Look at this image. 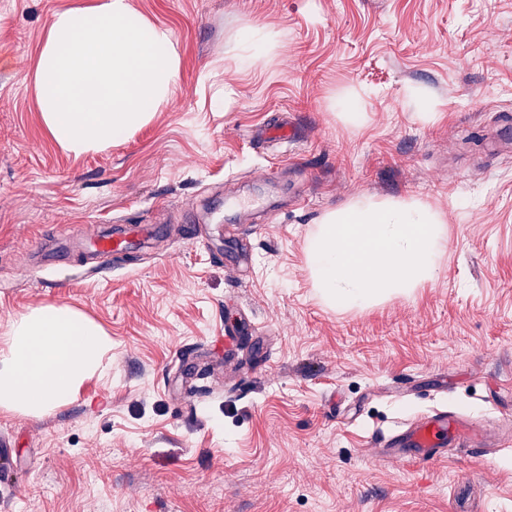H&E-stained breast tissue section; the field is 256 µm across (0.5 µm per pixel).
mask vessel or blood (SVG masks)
<instances>
[{"instance_id":"b4317fda","label":"vessel or blood","mask_w":512,"mask_h":512,"mask_svg":"<svg viewBox=\"0 0 512 512\" xmlns=\"http://www.w3.org/2000/svg\"><path fill=\"white\" fill-rule=\"evenodd\" d=\"M270 139L294 142L292 124L285 121L276 125L268 124L253 130L249 135L250 142L255 145ZM487 437V431L482 425L439 408L397 425L387 434L375 436L371 446L378 449L382 456L426 466L439 461L443 448L449 444L474 450L483 447Z\"/></svg>"}]
</instances>
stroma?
Instances as JSON below:
<instances>
[{"label":"stroma","instance_id":"1","mask_svg":"<svg viewBox=\"0 0 512 512\" xmlns=\"http://www.w3.org/2000/svg\"><path fill=\"white\" fill-rule=\"evenodd\" d=\"M75 2L0 0V340L66 305L112 352L66 403L0 409V512H512V0H131L175 34L179 79L151 123L80 156L33 88ZM249 26L278 45L242 68ZM350 95L355 123L334 106ZM277 113L302 141L251 149ZM408 197L442 215L436 278L326 306L318 218ZM115 224L158 235L101 256L88 239ZM444 405L504 440L425 467L369 456Z\"/></svg>","mask_w":512,"mask_h":512}]
</instances>
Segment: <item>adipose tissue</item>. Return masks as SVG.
I'll return each instance as SVG.
<instances>
[{
	"label": "adipose tissue",
	"mask_w": 512,
	"mask_h": 512,
	"mask_svg": "<svg viewBox=\"0 0 512 512\" xmlns=\"http://www.w3.org/2000/svg\"><path fill=\"white\" fill-rule=\"evenodd\" d=\"M179 71L172 31L150 21L131 0L58 10L34 72L43 124L64 151L105 150L154 118ZM111 349V336L70 307L30 311L0 347V408L42 415L101 371Z\"/></svg>",
	"instance_id": "obj_1"
}]
</instances>
